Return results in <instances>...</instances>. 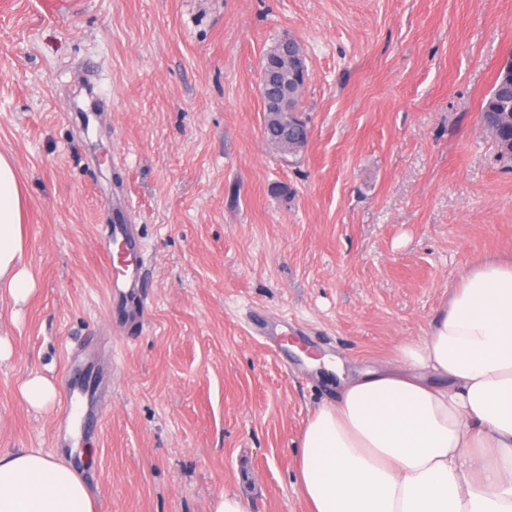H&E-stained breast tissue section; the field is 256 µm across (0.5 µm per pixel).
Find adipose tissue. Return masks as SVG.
Returning <instances> with one entry per match:
<instances>
[{
	"instance_id": "adipose-tissue-1",
	"label": "adipose tissue",
	"mask_w": 512,
	"mask_h": 512,
	"mask_svg": "<svg viewBox=\"0 0 512 512\" xmlns=\"http://www.w3.org/2000/svg\"><path fill=\"white\" fill-rule=\"evenodd\" d=\"M24 201L0 154V292L25 301ZM310 512H512V261L461 274L427 336L341 381L300 437ZM0 512H95L64 453L0 449Z\"/></svg>"
}]
</instances>
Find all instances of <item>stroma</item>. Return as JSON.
<instances>
[{
    "label": "stroma",
    "instance_id": "stroma-1",
    "mask_svg": "<svg viewBox=\"0 0 512 512\" xmlns=\"http://www.w3.org/2000/svg\"><path fill=\"white\" fill-rule=\"evenodd\" d=\"M284 35L309 69L295 158L262 132ZM511 55L512 0H0V153L35 284L0 299V448L89 450L96 512L224 492L307 512L298 443L336 388L253 328L378 368L463 271L512 257V164L480 112ZM118 213L146 258L132 295L110 288ZM88 369L91 421L66 422ZM34 374L59 394L42 409L19 391Z\"/></svg>",
    "mask_w": 512,
    "mask_h": 512
}]
</instances>
